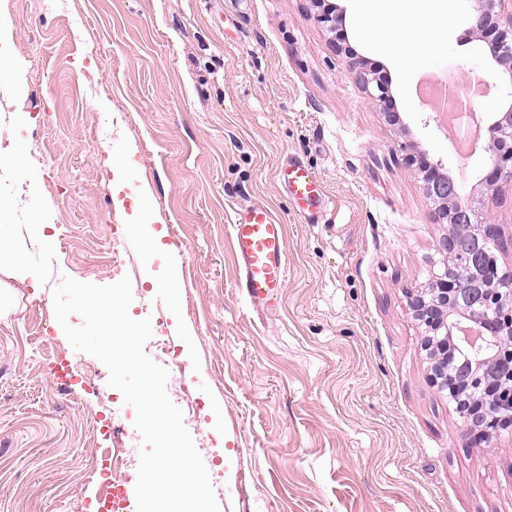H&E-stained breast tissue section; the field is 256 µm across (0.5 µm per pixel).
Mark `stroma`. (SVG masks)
<instances>
[{
    "instance_id": "obj_1",
    "label": "stroma",
    "mask_w": 512,
    "mask_h": 512,
    "mask_svg": "<svg viewBox=\"0 0 512 512\" xmlns=\"http://www.w3.org/2000/svg\"><path fill=\"white\" fill-rule=\"evenodd\" d=\"M439 0L417 31L425 70L348 23L349 43L392 79L405 128L389 125L336 56L307 0H0V167L11 205L0 242L25 253L30 280L0 271V512H98L99 449L136 435L135 411L97 358L75 350L54 315L62 277L132 281L134 319L193 377L221 512H512V433L473 442L434 388L406 291L426 287L448 233L398 145L443 159L463 195L480 192L512 270V182L477 190L489 153L462 157L420 96L425 74L495 84L479 51L436 40ZM115 156L118 171L106 167ZM299 158L333 210L313 224L278 181ZM149 185L163 246L146 256L118 216L115 178ZM268 207L287 231L288 282L276 310L238 293L234 209ZM44 226L36 237L32 224ZM130 263L109 267L114 242ZM181 290L172 303L162 277ZM66 383H58L59 362Z\"/></svg>"
}]
</instances>
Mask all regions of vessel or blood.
<instances>
[{
  "label": "vessel or blood",
  "mask_w": 512,
  "mask_h": 512,
  "mask_svg": "<svg viewBox=\"0 0 512 512\" xmlns=\"http://www.w3.org/2000/svg\"><path fill=\"white\" fill-rule=\"evenodd\" d=\"M279 181L289 197L311 217H319L328 200L316 174L294 160L279 171ZM231 240L238 266L237 288L254 307L275 309L288 281L285 226L267 208L236 209Z\"/></svg>",
  "instance_id": "b4317fda"
}]
</instances>
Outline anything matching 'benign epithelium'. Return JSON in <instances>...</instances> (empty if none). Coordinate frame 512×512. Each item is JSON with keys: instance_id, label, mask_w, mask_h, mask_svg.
I'll return each instance as SVG.
<instances>
[{"instance_id": "1", "label": "benign epithelium", "mask_w": 512, "mask_h": 512, "mask_svg": "<svg viewBox=\"0 0 512 512\" xmlns=\"http://www.w3.org/2000/svg\"><path fill=\"white\" fill-rule=\"evenodd\" d=\"M507 0H473L472 25L469 33L482 42V51L495 70L509 74V83L501 87V102L479 129L485 130L491 144V165L480 178L490 187L512 181V11H506ZM316 21L334 30L345 27V13L336 12V4L328 3ZM338 56L345 57L346 69L353 73L370 101L384 108L395 107L390 83L375 76L367 68V58L356 52H344L334 46ZM400 147L406 151V162L423 181L432 203L430 219L436 224L471 229L468 235L451 231L438 246L441 266L430 287L416 289L407 296L412 317L424 330L423 348L429 359L431 383L441 392L456 398L454 411L462 419L467 432L487 437L501 429L512 430V414L496 416L486 411L485 402L495 400L512 409V385L502 383L501 374L512 379V271H499L495 280H483L481 273L495 269L494 251L499 225L488 221L479 198L465 199L448 173L447 164L418 148L411 140ZM464 315L477 327H483L503 338L507 348L487 363L467 367L457 381L448 380V335L452 334L453 314Z\"/></svg>"}]
</instances>
